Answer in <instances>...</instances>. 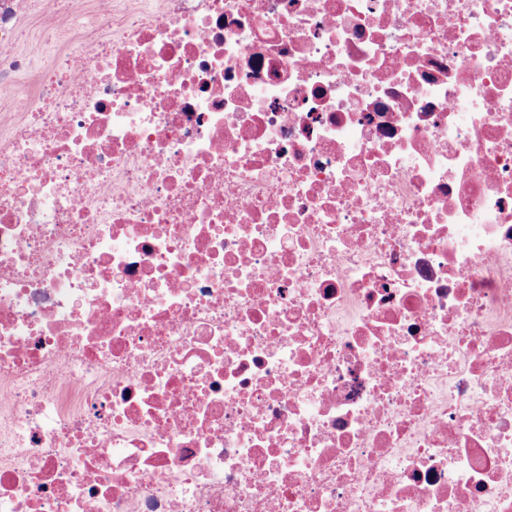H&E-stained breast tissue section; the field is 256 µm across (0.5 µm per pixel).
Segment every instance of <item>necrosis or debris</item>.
<instances>
[{"label":"necrosis or debris","instance_id":"obj_1","mask_svg":"<svg viewBox=\"0 0 512 512\" xmlns=\"http://www.w3.org/2000/svg\"><path fill=\"white\" fill-rule=\"evenodd\" d=\"M25 70L0 512H512V0H0ZM45 17L28 16L22 21V27L25 30L23 42L19 46V51L36 67L46 68L53 63H59L66 52L67 45H60L55 49H47L42 41V32L46 26Z\"/></svg>","mask_w":512,"mask_h":512}]
</instances>
